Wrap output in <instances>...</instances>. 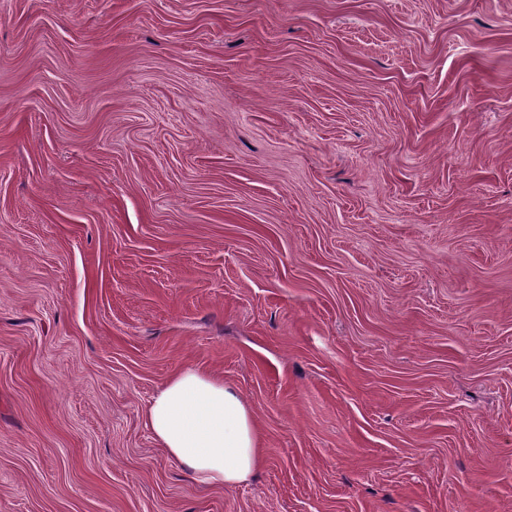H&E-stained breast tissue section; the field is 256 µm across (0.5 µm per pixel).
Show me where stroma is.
Listing matches in <instances>:
<instances>
[{
    "instance_id": "stroma-1",
    "label": "stroma",
    "mask_w": 512,
    "mask_h": 512,
    "mask_svg": "<svg viewBox=\"0 0 512 512\" xmlns=\"http://www.w3.org/2000/svg\"><path fill=\"white\" fill-rule=\"evenodd\" d=\"M0 512H512V0H0ZM145 425L196 484L239 485L261 466L252 409L210 374L190 368L174 375L148 403Z\"/></svg>"
}]
</instances>
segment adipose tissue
Returning <instances> with one entry per match:
<instances>
[{
    "label": "adipose tissue",
    "mask_w": 512,
    "mask_h": 512,
    "mask_svg": "<svg viewBox=\"0 0 512 512\" xmlns=\"http://www.w3.org/2000/svg\"><path fill=\"white\" fill-rule=\"evenodd\" d=\"M145 425L196 484L239 485L261 465L252 409L210 374L190 368L174 375L148 403Z\"/></svg>",
    "instance_id": "adipose-tissue-1"
}]
</instances>
